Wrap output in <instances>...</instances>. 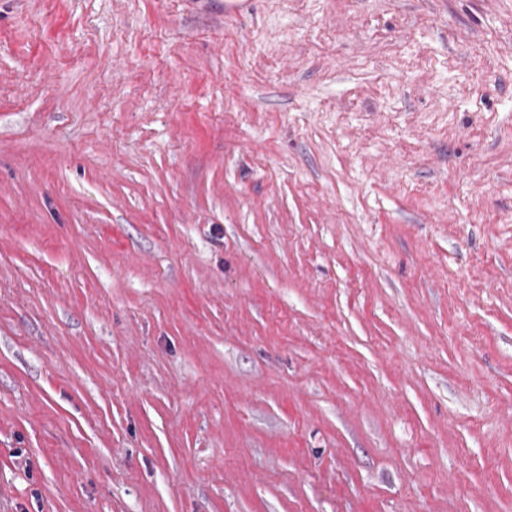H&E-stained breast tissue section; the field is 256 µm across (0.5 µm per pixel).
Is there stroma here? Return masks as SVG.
Masks as SVG:
<instances>
[{
  "mask_svg": "<svg viewBox=\"0 0 512 512\" xmlns=\"http://www.w3.org/2000/svg\"><path fill=\"white\" fill-rule=\"evenodd\" d=\"M0 512H512V0H0Z\"/></svg>",
  "mask_w": 512,
  "mask_h": 512,
  "instance_id": "stroma-1",
  "label": "stroma"
}]
</instances>
